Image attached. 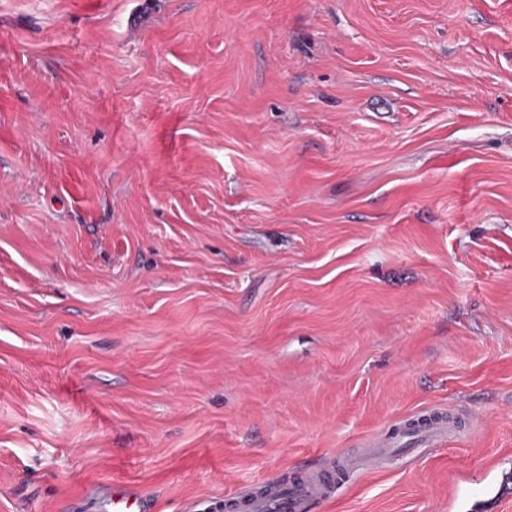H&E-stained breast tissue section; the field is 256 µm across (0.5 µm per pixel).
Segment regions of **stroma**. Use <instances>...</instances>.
<instances>
[{
  "label": "stroma",
  "instance_id": "1",
  "mask_svg": "<svg viewBox=\"0 0 512 512\" xmlns=\"http://www.w3.org/2000/svg\"><path fill=\"white\" fill-rule=\"evenodd\" d=\"M512 512V0H0V512ZM418 422L415 425L418 431L420 444L423 447L437 445L442 439L448 436V430L452 425V416L445 410H427L417 415V418L410 422ZM327 465L315 474L302 477L287 487L271 482L269 490L262 497L252 498L253 492L228 493L225 504H232V511L226 512H308L311 505L329 499L336 481V468L344 466L341 460ZM140 497L134 491L125 487H112L113 512H135L140 510Z\"/></svg>",
  "mask_w": 512,
  "mask_h": 512
}]
</instances>
